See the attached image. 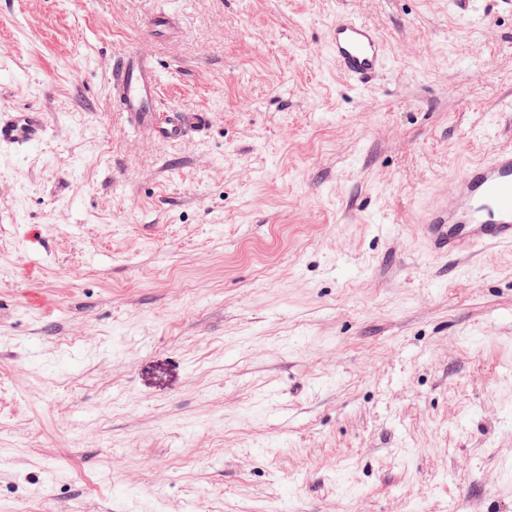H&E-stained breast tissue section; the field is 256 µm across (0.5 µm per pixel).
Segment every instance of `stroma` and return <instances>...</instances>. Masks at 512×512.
Masks as SVG:
<instances>
[{
	"mask_svg": "<svg viewBox=\"0 0 512 512\" xmlns=\"http://www.w3.org/2000/svg\"><path fill=\"white\" fill-rule=\"evenodd\" d=\"M125 48L206 132L127 126ZM1 102L0 512H512V246L416 230L512 147L504 0H0ZM328 42L338 71L357 84L372 81L387 61L385 43L378 31L351 14L336 17ZM46 130L42 112L0 104V148L20 149L39 143Z\"/></svg>",
	"mask_w": 512,
	"mask_h": 512,
	"instance_id": "stroma-1",
	"label": "stroma"
}]
</instances>
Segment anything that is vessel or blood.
I'll return each mask as SVG.
<instances>
[{
	"label": "vessel or blood",
	"mask_w": 512,
	"mask_h": 512,
	"mask_svg": "<svg viewBox=\"0 0 512 512\" xmlns=\"http://www.w3.org/2000/svg\"><path fill=\"white\" fill-rule=\"evenodd\" d=\"M330 53L348 80L366 84L387 61L378 31L343 13L328 34ZM112 103L131 127L166 141H180L208 129V112H162L160 77L154 59L125 49L117 52L108 75ZM46 133L42 112L0 104V148L20 149L39 143ZM420 232L430 252L453 257L487 243L512 245V149L498 148L468 166L454 183L452 203L438 205L423 217Z\"/></svg>",
	"instance_id": "1"
}]
</instances>
